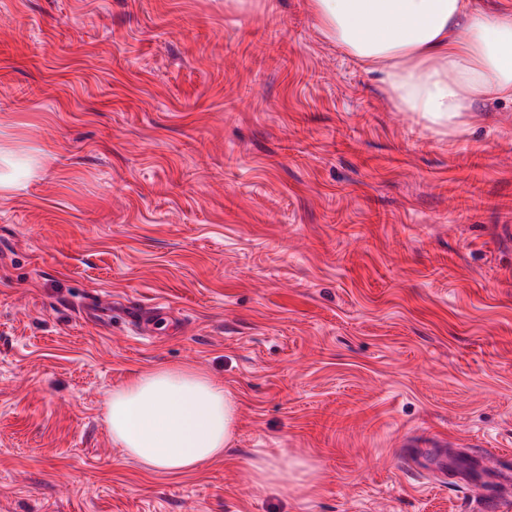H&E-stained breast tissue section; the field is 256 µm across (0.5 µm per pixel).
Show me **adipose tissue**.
I'll return each mask as SVG.
<instances>
[{"instance_id":"ef3b65f1","label":"adipose tissue","mask_w":512,"mask_h":512,"mask_svg":"<svg viewBox=\"0 0 512 512\" xmlns=\"http://www.w3.org/2000/svg\"><path fill=\"white\" fill-rule=\"evenodd\" d=\"M322 36L374 74L396 111L432 134L471 133L488 97L512 101V10L475 0H312ZM41 155L0 144V193L24 187ZM235 397L192 367H157L112 391L113 444L144 469L176 476L222 458Z\"/></svg>"}]
</instances>
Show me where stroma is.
<instances>
[{
	"label": "stroma",
	"mask_w": 512,
	"mask_h": 512,
	"mask_svg": "<svg viewBox=\"0 0 512 512\" xmlns=\"http://www.w3.org/2000/svg\"><path fill=\"white\" fill-rule=\"evenodd\" d=\"M224 2L0 0V140L45 155L0 196V512H469L448 443L512 450V103L433 135L310 0ZM161 366L238 401L177 477L106 423ZM267 456L253 463L258 482L261 485L283 487L281 479L288 474V460L272 454Z\"/></svg>",
	"instance_id": "obj_1"
}]
</instances>
